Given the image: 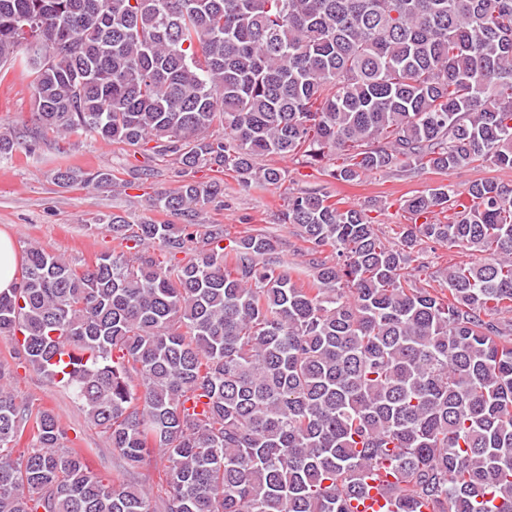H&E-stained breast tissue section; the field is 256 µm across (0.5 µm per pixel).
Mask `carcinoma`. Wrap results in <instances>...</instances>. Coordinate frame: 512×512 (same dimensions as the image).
Instances as JSON below:
<instances>
[{"mask_svg": "<svg viewBox=\"0 0 512 512\" xmlns=\"http://www.w3.org/2000/svg\"><path fill=\"white\" fill-rule=\"evenodd\" d=\"M21 48L30 145L81 132L172 158L182 180L151 207L185 223L99 217L87 229L113 246L84 269L27 248L0 336L132 480H102L0 363V512H352L383 462L398 512H512V186L426 187L396 245L376 202L290 193L279 219L299 229L305 284L264 231L225 246L224 225L193 222L224 195L201 168L281 184L260 157L343 182L512 167V0H0V68ZM18 144L0 126V161ZM428 243L479 255L439 271L446 294L421 277Z\"/></svg>", "mask_w": 512, "mask_h": 512, "instance_id": "obj_1", "label": "carcinoma"}]
</instances>
